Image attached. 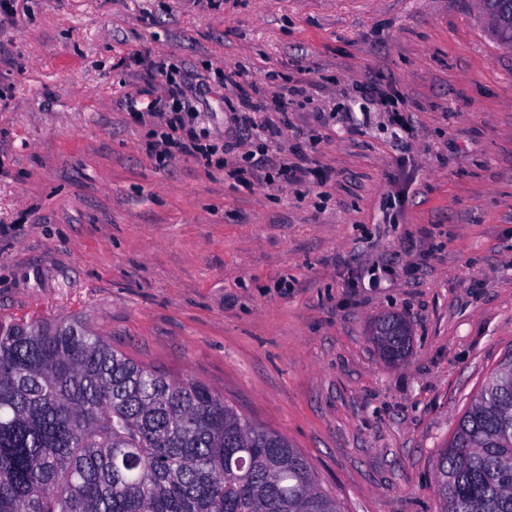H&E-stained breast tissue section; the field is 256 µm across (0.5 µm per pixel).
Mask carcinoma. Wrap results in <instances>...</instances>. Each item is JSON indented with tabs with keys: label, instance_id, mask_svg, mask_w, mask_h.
<instances>
[{
	"label": "carcinoma",
	"instance_id": "obj_1",
	"mask_svg": "<svg viewBox=\"0 0 512 512\" xmlns=\"http://www.w3.org/2000/svg\"><path fill=\"white\" fill-rule=\"evenodd\" d=\"M512 42V0H486ZM382 356L409 354L402 317ZM440 512H512V358L435 462ZM0 512H339L308 459L193 378L139 363L81 315L0 319Z\"/></svg>",
	"mask_w": 512,
	"mask_h": 512
}]
</instances>
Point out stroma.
Wrapping results in <instances>:
<instances>
[{
  "mask_svg": "<svg viewBox=\"0 0 512 512\" xmlns=\"http://www.w3.org/2000/svg\"><path fill=\"white\" fill-rule=\"evenodd\" d=\"M0 44V318L85 313L285 435L341 512H437V454L512 355V51L474 0H18ZM143 50L192 69L214 139L304 86L301 139L243 149L317 177L158 164L118 107ZM372 75L411 134L355 96ZM390 312L399 366L369 336ZM372 336L379 342V350L389 363H399L409 354L410 336L402 317L389 314L377 321Z\"/></svg>",
  "mask_w": 512,
  "mask_h": 512,
  "instance_id": "obj_1",
  "label": "stroma"
}]
</instances>
